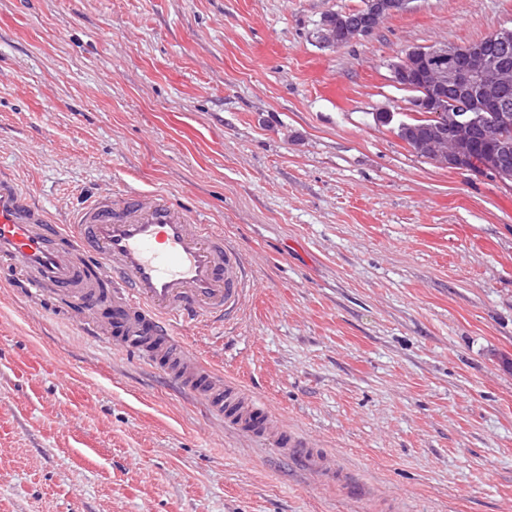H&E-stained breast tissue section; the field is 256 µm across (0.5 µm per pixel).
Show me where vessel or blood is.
I'll list each match as a JSON object with an SVG mask.
<instances>
[{
  "label": "vessel or blood",
  "instance_id": "b4317fda",
  "mask_svg": "<svg viewBox=\"0 0 512 512\" xmlns=\"http://www.w3.org/2000/svg\"><path fill=\"white\" fill-rule=\"evenodd\" d=\"M21 281L33 299L62 294L80 326L109 346L161 366L222 423L287 453L303 436L265 402L187 348L181 330L235 315L253 286L218 225L160 192L95 197L55 223L12 173L0 172V284Z\"/></svg>",
  "mask_w": 512,
  "mask_h": 512
}]
</instances>
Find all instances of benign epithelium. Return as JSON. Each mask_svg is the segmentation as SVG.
I'll return each instance as SVG.
<instances>
[{
    "mask_svg": "<svg viewBox=\"0 0 512 512\" xmlns=\"http://www.w3.org/2000/svg\"><path fill=\"white\" fill-rule=\"evenodd\" d=\"M410 0H366L364 12L348 11L327 16L311 35L323 47H335L374 32L388 17L408 9ZM512 28L503 26L493 33L458 45L446 41L406 49L388 64L391 82L399 87L421 85V93L407 98V112H443L445 102L469 99L471 105L455 110L427 133L418 136V147L435 164L465 171L477 144L491 135L483 122L490 108L512 106ZM512 142L502 137L497 152L482 165L508 172Z\"/></svg>",
    "mask_w": 512,
    "mask_h": 512,
    "instance_id": "benign-epithelium-1",
    "label": "benign epithelium"
}]
</instances>
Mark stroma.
<instances>
[{
  "label": "stroma",
  "instance_id": "obj_1",
  "mask_svg": "<svg viewBox=\"0 0 512 512\" xmlns=\"http://www.w3.org/2000/svg\"><path fill=\"white\" fill-rule=\"evenodd\" d=\"M359 3L0 0V169L59 221L139 189L222 225L254 290L184 339L339 471L0 287V512H512V184L373 119L407 98L389 60L511 26L512 0L312 41Z\"/></svg>",
  "mask_w": 512,
  "mask_h": 512
}]
</instances>
